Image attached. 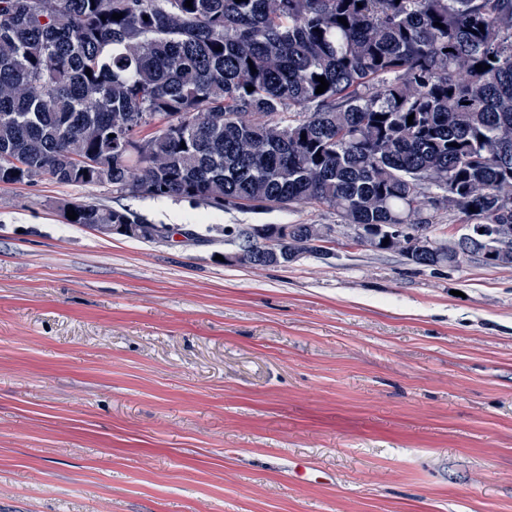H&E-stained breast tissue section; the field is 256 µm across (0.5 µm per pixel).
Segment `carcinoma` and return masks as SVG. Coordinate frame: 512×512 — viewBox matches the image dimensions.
<instances>
[{
  "label": "carcinoma",
  "instance_id": "cac0c4a2",
  "mask_svg": "<svg viewBox=\"0 0 512 512\" xmlns=\"http://www.w3.org/2000/svg\"><path fill=\"white\" fill-rule=\"evenodd\" d=\"M35 177L374 226L429 224L438 196L512 225V0H0V183ZM320 234L250 226L277 252L240 264L321 258ZM384 239L417 266L465 262Z\"/></svg>",
  "mask_w": 512,
  "mask_h": 512
}]
</instances>
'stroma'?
<instances>
[{"mask_svg": "<svg viewBox=\"0 0 512 512\" xmlns=\"http://www.w3.org/2000/svg\"><path fill=\"white\" fill-rule=\"evenodd\" d=\"M174 229L139 242L62 205ZM0 184V512H512V267L230 266L225 227L335 224Z\"/></svg>", "mask_w": 512, "mask_h": 512, "instance_id": "35a3bbf8", "label": "stroma"}]
</instances>
